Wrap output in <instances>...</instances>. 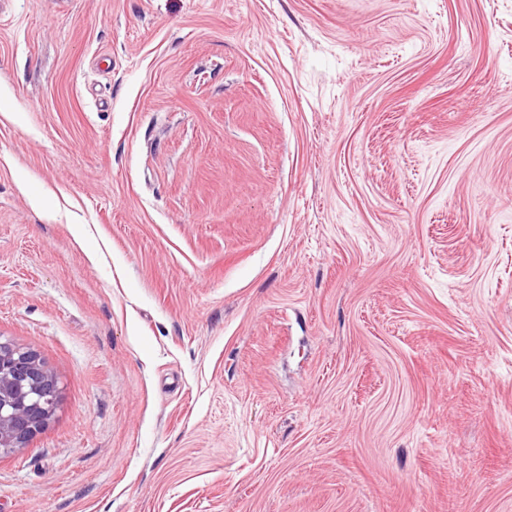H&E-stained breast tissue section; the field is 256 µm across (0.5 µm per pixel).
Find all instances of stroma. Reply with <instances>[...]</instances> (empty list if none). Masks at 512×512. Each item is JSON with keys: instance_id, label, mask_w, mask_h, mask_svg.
<instances>
[{"instance_id": "stroma-1", "label": "stroma", "mask_w": 512, "mask_h": 512, "mask_svg": "<svg viewBox=\"0 0 512 512\" xmlns=\"http://www.w3.org/2000/svg\"><path fill=\"white\" fill-rule=\"evenodd\" d=\"M0 512H512V0H6ZM58 401V383L39 355L1 341L0 454L25 448L48 424Z\"/></svg>"}]
</instances>
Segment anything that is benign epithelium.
Returning a JSON list of instances; mask_svg holds the SVG:
<instances>
[{
	"label": "benign epithelium",
	"mask_w": 512,
	"mask_h": 512,
	"mask_svg": "<svg viewBox=\"0 0 512 512\" xmlns=\"http://www.w3.org/2000/svg\"><path fill=\"white\" fill-rule=\"evenodd\" d=\"M56 379L39 355L0 343V453L27 446L55 412Z\"/></svg>",
	"instance_id": "benign-epithelium-1"
}]
</instances>
